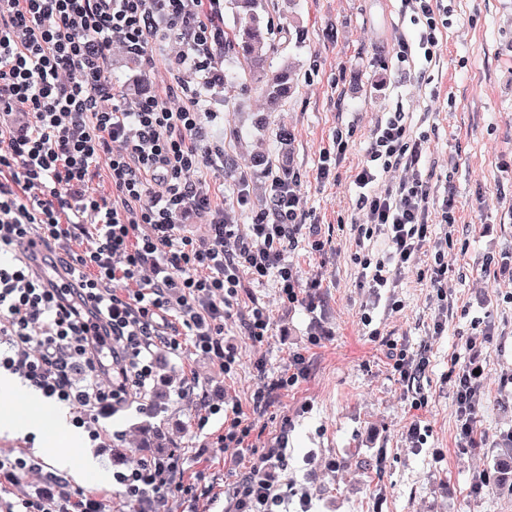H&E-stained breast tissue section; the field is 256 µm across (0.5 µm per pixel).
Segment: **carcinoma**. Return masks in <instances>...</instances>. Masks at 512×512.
Here are the masks:
<instances>
[{
    "instance_id": "carcinoma-1",
    "label": "carcinoma",
    "mask_w": 512,
    "mask_h": 512,
    "mask_svg": "<svg viewBox=\"0 0 512 512\" xmlns=\"http://www.w3.org/2000/svg\"><path fill=\"white\" fill-rule=\"evenodd\" d=\"M237 25L224 39V78L261 85L268 110L275 112L288 97L295 70L288 61L273 64L271 39L261 11L262 0H231Z\"/></svg>"
}]
</instances>
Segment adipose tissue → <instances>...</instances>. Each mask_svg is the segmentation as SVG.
I'll use <instances>...</instances> for the list:
<instances>
[{
  "instance_id": "1",
  "label": "adipose tissue",
  "mask_w": 512,
  "mask_h": 512,
  "mask_svg": "<svg viewBox=\"0 0 512 512\" xmlns=\"http://www.w3.org/2000/svg\"><path fill=\"white\" fill-rule=\"evenodd\" d=\"M0 396L9 399L0 409V433L16 435L38 432L52 426L53 434L44 440L41 454L50 462H73V453L82 443L79 433L68 423L63 410L40 393L21 386L18 379L0 375Z\"/></svg>"
}]
</instances>
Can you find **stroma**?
Segmentation results:
<instances>
[{
    "label": "stroma",
    "mask_w": 512,
    "mask_h": 512,
    "mask_svg": "<svg viewBox=\"0 0 512 512\" xmlns=\"http://www.w3.org/2000/svg\"><path fill=\"white\" fill-rule=\"evenodd\" d=\"M276 56L290 57L300 71L293 93L267 112L260 90L239 97L228 87L216 94L223 126L205 127L206 139L221 138L234 171L212 170L211 185L233 199L245 182L249 204L237 221L269 202L268 169L301 179L308 221L329 231L332 242L316 252L301 245L287 261L299 279L319 276L323 286L312 303L291 304L275 279L244 278L224 321V347L234 354L231 371L197 354L158 349L157 374L170 399L161 412L142 403L108 415L96 413L101 438L84 444L98 471L112 473L113 444L128 449L126 466L141 456L139 428L160 427L166 446L183 453L181 475L190 495H150L142 512H185L196 496L197 512H233L232 489L258 463L280 432H287V469L269 468L275 484L288 488L287 512H300L308 495L311 512H512V478L497 469V453L512 432V0H447L450 17L438 27L439 45L425 60L418 43L425 21L412 20L401 0H266ZM307 34L296 47L293 34ZM407 39L412 55L399 61L396 44ZM111 79L128 92L153 91L172 83L164 60L131 66L113 51ZM387 112H404L413 136L426 140L423 170L432 171L429 210L433 225L414 262L391 272L386 288L361 286L360 257L384 255V243L363 251L354 224L363 220L353 176L371 133ZM291 133L279 142V129ZM344 150H336L335 139ZM330 175L319 179L323 152ZM268 167H253L255 153ZM455 198L457 221L442 223L444 190ZM448 243L445 296L430 288L437 242ZM270 317L256 342L243 324L254 308ZM371 324H363V314ZM482 317L492 336L481 348L487 377L475 403L480 443L462 451L452 363L466 361L472 320ZM445 329L435 333L436 320ZM319 330V343L309 333ZM429 360L421 381L426 406L413 409L411 392L392 368L390 345ZM308 372L274 391L260 412L256 392L287 376L293 355ZM242 409L250 428L243 447L220 441L224 413ZM73 487L96 494L106 512H122L123 494L111 480L66 467Z\"/></svg>",
    "instance_id": "stroma-1"
}]
</instances>
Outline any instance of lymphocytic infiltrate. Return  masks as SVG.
<instances>
[{
	"label": "lymphocytic infiltrate",
	"instance_id": "1",
	"mask_svg": "<svg viewBox=\"0 0 512 512\" xmlns=\"http://www.w3.org/2000/svg\"><path fill=\"white\" fill-rule=\"evenodd\" d=\"M178 42L167 65L180 79L153 94H128L108 75L113 48L154 65L161 47ZM224 86V0H0V118L27 116L25 134L0 138V369L19 375L50 400L73 410L72 424L89 426L93 411L144 394L158 348L184 342L210 355L224 371V308L242 275L275 277L289 303L300 288L286 253L307 236L326 247L307 213L298 177L269 171L270 203L240 233L230 205H216L201 174L224 166V147L199 137L218 115L204 105ZM181 94L174 109L169 100ZM425 145L413 138L402 112L381 119L354 183L366 223L358 243L382 234L387 252L362 268L373 287H385L391 265L410 262L429 234L430 176L419 166ZM408 175L379 187L384 173ZM106 168L111 198L90 191ZM188 212L208 217L207 234L181 233ZM47 243L67 244L94 234L96 246L60 262L53 282L21 248L31 228ZM170 275L131 293L117 281H139L148 258ZM481 363L469 355L452 366L460 436L474 433ZM288 436L236 486L239 512H278L285 497L266 477L269 463L285 464ZM185 459L172 453L114 472L126 503L177 489ZM27 450L0 458V512H101L96 495L46 473L42 484L18 491L20 474L39 470Z\"/></svg>",
	"mask_w": 512,
	"mask_h": 512
}]
</instances>
